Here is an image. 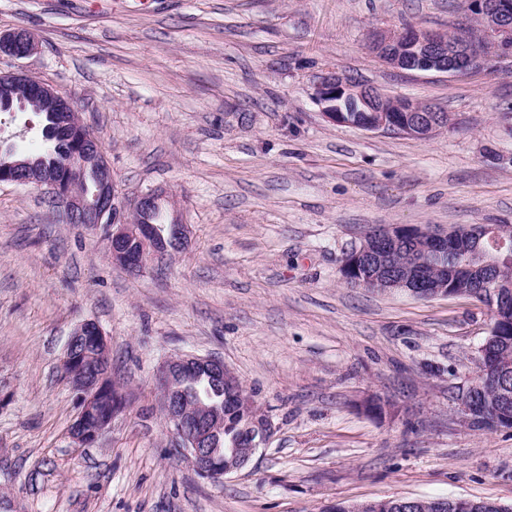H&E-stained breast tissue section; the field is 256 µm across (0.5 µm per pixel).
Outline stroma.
Listing matches in <instances>:
<instances>
[{
    "mask_svg": "<svg viewBox=\"0 0 512 512\" xmlns=\"http://www.w3.org/2000/svg\"><path fill=\"white\" fill-rule=\"evenodd\" d=\"M463 0H0V58L73 99L119 203L162 192L181 253L137 273L102 227L64 223L35 188L0 183V506L5 512H333L336 503L492 499L512 506V429L464 424L491 312L348 286L345 255L373 225L512 224V72L403 71L376 29L448 30ZM425 101L451 121L428 140L327 121L328 73ZM95 321L125 396L75 447L61 374ZM230 367L276 431L215 484L177 460L155 374L171 356ZM389 399L382 415L366 400ZM36 35L26 27H17L6 33H0V56L24 58L38 49Z\"/></svg>",
    "mask_w": 512,
    "mask_h": 512,
    "instance_id": "1",
    "label": "stroma"
}]
</instances>
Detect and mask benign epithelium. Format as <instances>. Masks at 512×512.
<instances>
[{
    "label": "benign epithelium",
    "instance_id": "1",
    "mask_svg": "<svg viewBox=\"0 0 512 512\" xmlns=\"http://www.w3.org/2000/svg\"><path fill=\"white\" fill-rule=\"evenodd\" d=\"M468 12L478 17L485 39L448 38L442 31H427L408 26L398 31L374 35L371 48L387 66L405 71L436 72L458 76L484 68L489 53L497 61H512V0H467ZM38 49L36 35L26 27L0 33V56L24 58ZM0 81L14 87L19 103L13 98L0 101V112H23L40 100L54 103L60 115L59 133L65 140L75 135L84 139L76 121L74 101L57 88L34 79L23 72H4ZM313 99L322 106L324 117L333 124L349 125L369 132H396L427 140L448 124V115L418 101H397L374 87L366 86L336 74H328L313 88ZM93 174L92 195L75 187L86 171ZM33 186L49 198L68 224H94L108 228L112 262L132 272L143 269L152 254L176 251L188 241L185 224L172 223L168 231L160 224H142L139 214L159 206L162 196L148 192L118 206L112 173L96 142H91L82 155L75 158L69 171L50 173L23 166V161L0 159V183ZM409 233L426 244L429 260L439 263L450 252L462 247L456 236L446 232L425 231L403 225L375 228V235L363 236L362 241L345 257L343 271L367 270L381 266L380 245L395 243L399 236ZM379 285L385 290L403 291L424 299L455 296L437 278L427 275L392 278L383 276ZM92 333L101 347L87 359L79 354V344ZM109 366V347L100 326L86 320L71 333L61 363V371L72 385L79 404L70 437L76 447H86L97 441L112 422V413L102 412L100 406L107 392L105 380ZM202 373L212 384L224 388V399L233 406H242L251 413L247 439L235 448L214 447L215 439L224 432L225 417L212 410L204 400L190 414L184 406L178 381ZM161 412L176 440V454L192 465L204 479L222 482L224 477L246 467L258 449L266 446L275 432V425L266 413L251 412V400L239 389L237 376L219 358L181 354L172 357L157 369L155 375ZM478 382L471 381L462 394L466 399L459 405V414L472 425L486 408L476 397ZM394 498L370 500L352 506H336L334 512H394Z\"/></svg>",
    "mask_w": 512,
    "mask_h": 512
}]
</instances>
